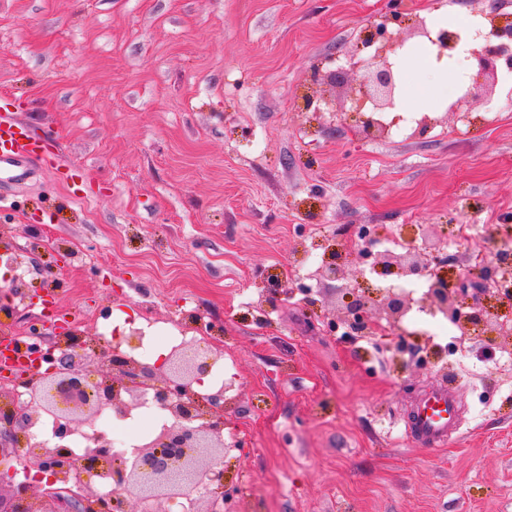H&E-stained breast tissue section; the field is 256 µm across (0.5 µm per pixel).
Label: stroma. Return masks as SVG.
Instances as JSON below:
<instances>
[{
  "label": "stroma",
  "mask_w": 512,
  "mask_h": 512,
  "mask_svg": "<svg viewBox=\"0 0 512 512\" xmlns=\"http://www.w3.org/2000/svg\"><path fill=\"white\" fill-rule=\"evenodd\" d=\"M388 0H0V94L78 169L0 184L19 314L46 335L121 312L224 351V467L234 512H512V351L413 308L388 335L342 324L373 260L438 244L468 307L512 338L486 280L465 266L457 222L512 219V72L493 125L433 105L422 136L358 134L345 86L314 67L365 58L362 26ZM427 24L512 18V0H401ZM336 102L314 117L305 96ZM368 226L366 242L356 238ZM341 250V276L318 270ZM193 316L182 315V307ZM447 386L464 424L423 449L404 418Z\"/></svg>",
  "instance_id": "35a3bbf8"
}]
</instances>
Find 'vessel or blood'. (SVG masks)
Returning <instances> with one entry per match:
<instances>
[{"label":"vessel or blood","mask_w":512,"mask_h":512,"mask_svg":"<svg viewBox=\"0 0 512 512\" xmlns=\"http://www.w3.org/2000/svg\"><path fill=\"white\" fill-rule=\"evenodd\" d=\"M36 164L54 168L62 183H70L73 178L72 168L60 164L45 141L28 133L11 117L0 115V178L21 183ZM460 425L458 401L442 386L422 397L413 408L407 436L415 446L438 448L447 444Z\"/></svg>","instance_id":"vessel-or-blood-1"}]
</instances>
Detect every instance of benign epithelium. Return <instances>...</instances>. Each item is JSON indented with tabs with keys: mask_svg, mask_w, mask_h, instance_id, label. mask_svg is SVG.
Returning <instances> with one entry per match:
<instances>
[{
	"mask_svg": "<svg viewBox=\"0 0 512 512\" xmlns=\"http://www.w3.org/2000/svg\"><path fill=\"white\" fill-rule=\"evenodd\" d=\"M485 44L470 51L476 73L470 86L447 106V111H471L474 100L486 99L496 91L498 72H512V22L502 24L489 18ZM412 29L437 50V58L450 55L460 44L456 32H431L426 21L404 16L400 0H390L389 12L378 22L366 25L362 44L374 48L362 60L349 87L352 110L359 114L361 133L383 137L391 124L382 120L398 104V74L394 58L404 41L388 30L389 25ZM434 248H412L402 253L388 251L377 262L380 273L401 277L429 276L431 284L421 301L404 288L380 289L382 310L388 324L397 327L417 303L442 312L482 336L496 332L495 321L479 312H463V304L452 284L441 279L431 267ZM37 341L34 355L48 368L35 373L30 401L22 405L16 393L0 389V458L12 457L9 448L23 446L26 455L19 460L22 469L11 466L7 479L0 482V512H130V499L144 505L141 512H155L152 505L166 500L172 504L196 495V512H217L218 501L228 486L224 471V394L225 388L211 387L202 394L197 388L212 375L223 356L214 344L182 343L172 347L156 365L128 356L116 344L99 354V370L90 375L80 368L83 351L99 337L62 331L48 343L33 327ZM153 390L152 403L169 417L156 432L136 446L132 461H115L112 438L103 431L92 435L93 448L76 462L64 440L78 428H94L104 408L118 416H129L142 407L145 388ZM49 419L54 440L38 439L33 428ZM47 482H42L43 476ZM108 477L106 494L96 486L95 477Z\"/></svg>",
	"mask_w": 512,
	"mask_h": 512,
	"instance_id": "1",
	"label": "benign epithelium"
}]
</instances>
